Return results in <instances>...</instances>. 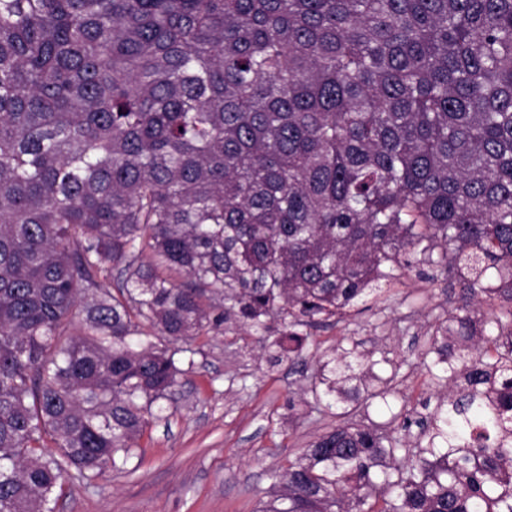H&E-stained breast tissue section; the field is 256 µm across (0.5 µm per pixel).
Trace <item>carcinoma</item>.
<instances>
[{
	"mask_svg": "<svg viewBox=\"0 0 512 512\" xmlns=\"http://www.w3.org/2000/svg\"><path fill=\"white\" fill-rule=\"evenodd\" d=\"M420 266L448 396L350 422L391 389L338 341L256 512H512V0H0V512L134 455L205 299L302 361Z\"/></svg>",
	"mask_w": 512,
	"mask_h": 512,
	"instance_id": "carcinoma-1",
	"label": "carcinoma"
}]
</instances>
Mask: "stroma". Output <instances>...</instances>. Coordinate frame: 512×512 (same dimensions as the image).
I'll return each instance as SVG.
<instances>
[{
    "label": "stroma",
    "instance_id": "1",
    "mask_svg": "<svg viewBox=\"0 0 512 512\" xmlns=\"http://www.w3.org/2000/svg\"><path fill=\"white\" fill-rule=\"evenodd\" d=\"M458 282L390 280L380 296L361 299L344 321L313 334L320 348L343 336L382 358L387 403L370 419L385 424L402 408L427 416L439 387L422 363L431 326L456 306ZM174 401L151 418L133 458L97 478L69 470L53 512H253L269 471L287 466L310 440L335 425L332 410L310 408L302 391L314 362L272 365L257 336L235 321L207 326L180 355Z\"/></svg>",
    "mask_w": 512,
    "mask_h": 512
}]
</instances>
